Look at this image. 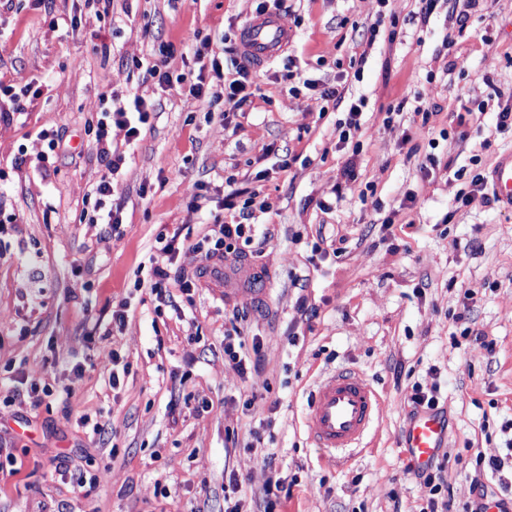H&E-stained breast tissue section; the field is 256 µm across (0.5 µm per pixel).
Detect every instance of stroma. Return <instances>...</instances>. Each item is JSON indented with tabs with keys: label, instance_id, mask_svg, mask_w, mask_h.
Masks as SVG:
<instances>
[{
	"label": "stroma",
	"instance_id": "1",
	"mask_svg": "<svg viewBox=\"0 0 512 512\" xmlns=\"http://www.w3.org/2000/svg\"><path fill=\"white\" fill-rule=\"evenodd\" d=\"M287 3L281 17L293 40L258 71L254 96L227 125L187 91L157 89L142 63L169 42V69L198 71V38L221 51L257 0H112L99 18L81 0H0V81L41 90L0 122V214L17 217L0 233V382L9 391L0 396V463L14 470L0 474V512H224L231 471L245 482L249 512H263L273 474L292 483L282 512H419L425 491L400 446L416 383L440 387L443 477L457 506L472 499L473 454L505 456L512 211L456 206L463 184L454 172L474 154L491 169L512 150L487 98L493 85L512 93V0H440L426 22L417 0ZM292 65L364 99L359 156L338 142L345 109H323L314 91L289 93ZM136 93L155 104L150 127L132 145L125 128L110 131L127 155L114 192L122 222L89 223L83 201L105 169L87 125L101 95ZM419 102L429 123L413 113ZM397 104L403 112L384 125ZM461 113L467 139L458 143ZM42 129L65 140L44 169L18 153ZM429 156L436 165L426 173ZM351 157L352 189L335 199ZM276 158L287 168H273ZM262 169L267 177L256 180ZM232 187L255 191L253 223L274 227L261 256L245 245L230 259L255 277L228 299L216 286L223 271L186 254L172 275L207 274L176 316L148 286L155 239L180 228L196 241L216 219L232 221L223 207ZM203 188L210 200L193 209ZM302 296L318 309L312 320L297 308ZM236 308L243 335L264 342L262 370L245 378L224 359ZM462 311L493 350L455 345L451 316ZM114 350L128 365L115 388L105 367ZM80 357L95 364L77 377ZM342 370L364 376L383 405L361 451L339 465L315 448L303 417L316 384ZM34 381L53 389L37 405L27 396ZM93 474L104 475L103 487L83 496L77 480Z\"/></svg>",
	"mask_w": 512,
	"mask_h": 512
}]
</instances>
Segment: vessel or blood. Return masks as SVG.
Listing matches in <instances>:
<instances>
[{"instance_id":"b4317fda","label":"vessel or blood","mask_w":512,"mask_h":512,"mask_svg":"<svg viewBox=\"0 0 512 512\" xmlns=\"http://www.w3.org/2000/svg\"><path fill=\"white\" fill-rule=\"evenodd\" d=\"M292 40V32L279 16H255L238 32V51L241 59L258 69L285 52ZM489 182L498 203L512 210V151L498 158ZM380 409L378 396L362 375L340 371L321 380L311 393L305 424L315 447L341 462L359 448ZM446 436L445 418L425 411L409 420L401 446L413 466L425 467Z\"/></svg>"}]
</instances>
